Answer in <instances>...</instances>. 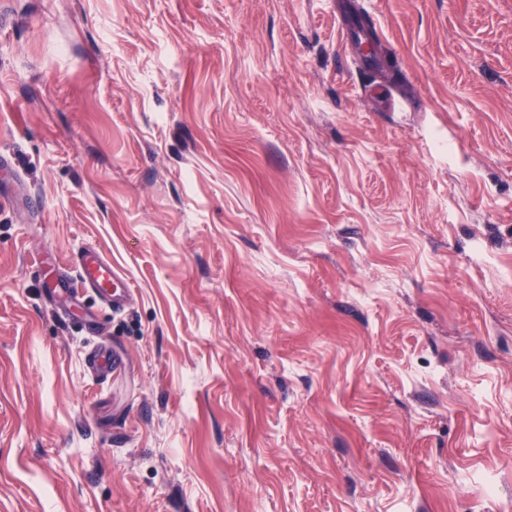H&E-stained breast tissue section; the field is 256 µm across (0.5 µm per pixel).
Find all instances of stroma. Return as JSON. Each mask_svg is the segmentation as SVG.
<instances>
[{
	"mask_svg": "<svg viewBox=\"0 0 512 512\" xmlns=\"http://www.w3.org/2000/svg\"><path fill=\"white\" fill-rule=\"evenodd\" d=\"M351 2L0 0V512H512V0ZM71 266L72 270L67 272L53 268L49 276L44 268L42 276L46 288L68 294L75 305L82 304L83 293L92 290L115 307L129 291L127 279L94 247L79 248L71 259ZM118 288H122L120 293Z\"/></svg>",
	"mask_w": 512,
	"mask_h": 512,
	"instance_id": "35a3bbf8",
	"label": "stroma"
}]
</instances>
